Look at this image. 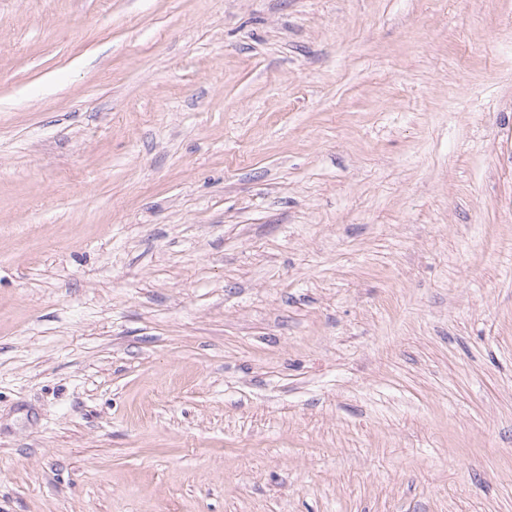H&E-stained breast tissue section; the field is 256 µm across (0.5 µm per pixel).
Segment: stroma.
<instances>
[{
	"instance_id": "35a3bbf8",
	"label": "stroma",
	"mask_w": 512,
	"mask_h": 512,
	"mask_svg": "<svg viewBox=\"0 0 512 512\" xmlns=\"http://www.w3.org/2000/svg\"><path fill=\"white\" fill-rule=\"evenodd\" d=\"M0 512H512V0H0Z\"/></svg>"
}]
</instances>
